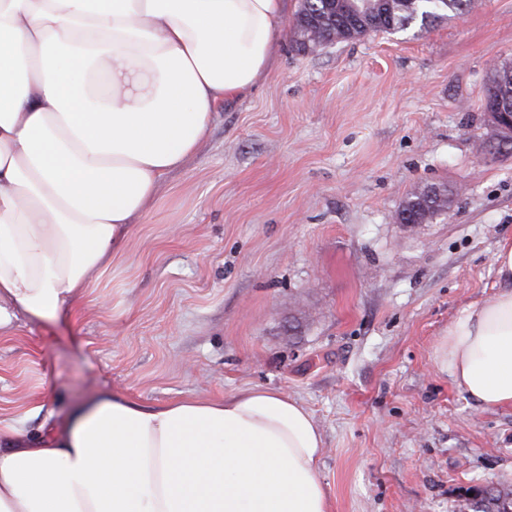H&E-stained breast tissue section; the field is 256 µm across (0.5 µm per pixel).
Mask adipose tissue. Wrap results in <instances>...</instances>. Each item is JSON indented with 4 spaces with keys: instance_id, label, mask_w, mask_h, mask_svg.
Returning <instances> with one entry per match:
<instances>
[{
    "instance_id": "adipose-tissue-1",
    "label": "adipose tissue",
    "mask_w": 512,
    "mask_h": 512,
    "mask_svg": "<svg viewBox=\"0 0 512 512\" xmlns=\"http://www.w3.org/2000/svg\"><path fill=\"white\" fill-rule=\"evenodd\" d=\"M285 0H0V332L69 308L124 246L225 99L250 94ZM500 288L439 364L512 406V238ZM322 432L282 391L146 405L104 392L31 443L0 422V512H331Z\"/></svg>"
}]
</instances>
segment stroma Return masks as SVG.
I'll list each match as a JSON object with an SVG mask.
<instances>
[{
	"label": "stroma",
	"instance_id": "1",
	"mask_svg": "<svg viewBox=\"0 0 512 512\" xmlns=\"http://www.w3.org/2000/svg\"><path fill=\"white\" fill-rule=\"evenodd\" d=\"M505 62L512 0L305 52L286 30L72 307L0 335V419L38 435L105 391L271 387L323 433L331 512H460L467 487L512 484V408L437 363L512 236V155L479 151ZM428 183L452 190L446 212L399 223Z\"/></svg>",
	"mask_w": 512,
	"mask_h": 512
}]
</instances>
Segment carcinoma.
<instances>
[{"mask_svg":"<svg viewBox=\"0 0 512 512\" xmlns=\"http://www.w3.org/2000/svg\"><path fill=\"white\" fill-rule=\"evenodd\" d=\"M474 0H301L295 17L297 44L305 50L333 40L355 39L374 33L403 31L412 25L426 29L454 14L469 11ZM512 109V64L505 63L491 75L485 99L489 113ZM448 208V201L424 195L409 194L398 213L401 224H425ZM468 512H512V485L491 486L479 508L465 503Z\"/></svg>","mask_w":512,"mask_h":512,"instance_id":"carcinoma-1","label":"carcinoma"}]
</instances>
